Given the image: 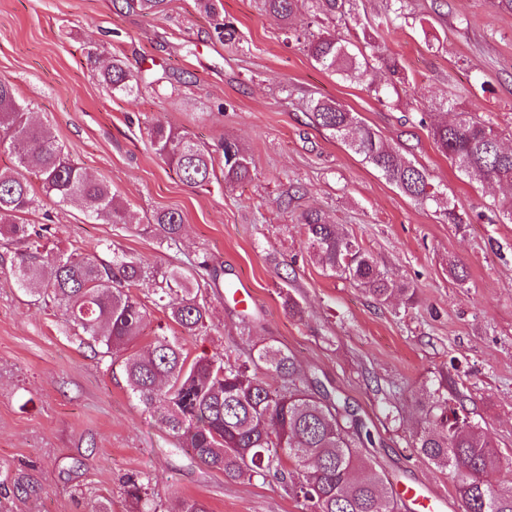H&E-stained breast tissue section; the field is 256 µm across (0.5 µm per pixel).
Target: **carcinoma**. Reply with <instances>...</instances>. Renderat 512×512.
<instances>
[{
  "label": "carcinoma",
  "mask_w": 512,
  "mask_h": 512,
  "mask_svg": "<svg viewBox=\"0 0 512 512\" xmlns=\"http://www.w3.org/2000/svg\"><path fill=\"white\" fill-rule=\"evenodd\" d=\"M167 0H126L127 8L159 14ZM266 9L283 20L298 10L301 0H264ZM315 62L351 78L368 72L358 62L359 46L333 35L308 39ZM112 91L134 92L131 75L118 59L102 72ZM312 123L339 137L364 160L394 182L407 196L421 202L435 198L424 170L362 124L356 113L334 101H318ZM441 152L471 176L512 187V148L500 143L490 124L463 112L452 121H438L431 129ZM148 135L157 154L183 182L206 186L215 177L212 152L193 139L154 123ZM15 157V166L0 171V224L22 244L11 260L9 275L20 288L38 294L45 305L61 309L73 329L103 357L121 360L129 394L158 414L161 426L177 447L230 480H265L274 476L309 512H402L388 476L376 471L359 448L371 431L349 404L339 397L310 392L306 377L287 350L273 345L252 348L244 355L228 351L192 361L176 336L154 337L145 355L125 354L141 334L146 305L134 293L139 282L157 275L141 260L112 250V258L74 252L67 256L43 243L51 227L26 224L21 216L40 206L41 199L27 175L35 174L42 193L57 204L78 203L86 215L107 224L124 219V205L111 187L93 179L46 128L29 120L12 84L0 78V150ZM224 182L251 177V159L233 141L221 147ZM159 243L171 246L180 239L183 215L164 210L154 216ZM308 248L323 269L364 287L380 303L402 295L411 302L414 292L390 278L356 238L327 223L320 211L302 216ZM219 270L203 260L193 271L174 265L162 273L154 289V305L167 313L181 331L193 336L211 330L209 310L199 299L200 283L219 285ZM439 383L432 399L422 406L423 424L409 447L453 475L462 512H512V485H495L489 476L502 458L468 416L448 405ZM151 479L138 474L124 482V495L136 512H152ZM9 491L20 499L39 493L35 478L18 473Z\"/></svg>",
  "instance_id": "cac0c4a2"
}]
</instances>
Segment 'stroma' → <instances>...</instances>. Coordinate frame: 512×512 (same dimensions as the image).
Returning a JSON list of instances; mask_svg holds the SVG:
<instances>
[{"mask_svg": "<svg viewBox=\"0 0 512 512\" xmlns=\"http://www.w3.org/2000/svg\"><path fill=\"white\" fill-rule=\"evenodd\" d=\"M404 5L393 21L386 0H352L344 18L303 10L285 22L263 0H169L155 16L123 0H0V78L126 208V223L103 224L44 202L25 221L53 225L49 247L88 253L105 243L159 269L205 259L251 290L241 305L223 288L203 289L212 329L189 336L153 307L155 285L143 281L137 293L149 309L133 350L162 331L192 358L255 343L288 349L306 377L373 423L377 471L421 482L447 499V512H462L451 475L408 440L420 404L447 380L449 403L463 405L503 454L495 482L512 484V223L492 208L501 188L452 165L430 122L467 112L512 147V12L491 0ZM290 27L351 42L371 35L402 74L382 69L371 84L331 72L287 37ZM106 55L125 63L139 91L114 94L101 83ZM314 99L356 113L426 170L437 201L406 196L314 126ZM155 121L213 150L237 141L252 159L250 179L183 183L149 139ZM170 209L185 225L172 250L152 226ZM309 209L414 288L413 302L378 303L322 269L301 229ZM453 264L466 268L465 280L450 275ZM288 296L298 311L284 307ZM19 471L39 481L40 495H0V512H88L97 500L130 512L122 482L131 474L157 478L154 512L192 498L211 512H307L275 477L232 481L176 448L129 395L120 365L0 273V482Z\"/></svg>", "mask_w": 512, "mask_h": 512, "instance_id": "obj_1", "label": "stroma"}]
</instances>
